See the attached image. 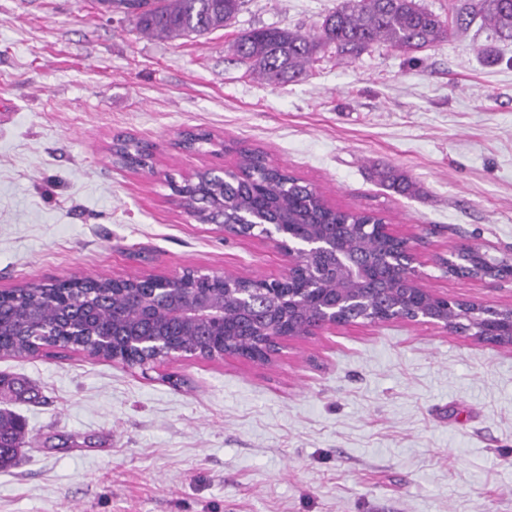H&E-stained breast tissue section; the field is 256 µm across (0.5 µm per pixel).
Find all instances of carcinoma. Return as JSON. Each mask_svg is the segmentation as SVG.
<instances>
[{"label": "carcinoma", "mask_w": 512, "mask_h": 512, "mask_svg": "<svg viewBox=\"0 0 512 512\" xmlns=\"http://www.w3.org/2000/svg\"><path fill=\"white\" fill-rule=\"evenodd\" d=\"M112 11L130 13L136 18L139 32L164 39H191L220 30L236 18L243 0H99ZM481 20L501 35L512 37V0H470L468 6L452 12L451 22L423 8L416 0H342L341 5L325 17L314 33H299L277 27L253 29L237 41L234 51L243 62L269 85L297 81L308 74L313 56L322 46L333 45L336 54L355 58L370 47L386 44L405 53L420 52L448 37L450 23L459 26L464 16ZM117 161L140 165L149 161L148 146L132 136H119L113 141ZM243 179L224 183V220L239 219L240 211H268L274 207L303 224L322 220L327 224H379L383 218L375 213L336 209V214L323 217L310 203L309 185L269 162L264 154L250 148L238 149ZM109 297L102 320L120 322L136 302L140 291L132 283L112 286L106 280L73 276L60 286L36 285L0 291V306L17 314L25 312L30 303L41 307L37 324L22 333L7 326L0 335V346L6 354L25 358L44 347H61L73 351L89 350L95 358L114 359L112 347H95L93 338L65 335L58 326L57 312L64 306L78 303L86 306L101 295ZM42 398L32 384H20V378L0 374V471L15 465L18 448L25 444L26 422L12 409L11 401Z\"/></svg>", "instance_id": "1"}]
</instances>
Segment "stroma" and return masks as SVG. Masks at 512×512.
<instances>
[{
  "label": "stroma",
  "instance_id": "obj_1",
  "mask_svg": "<svg viewBox=\"0 0 512 512\" xmlns=\"http://www.w3.org/2000/svg\"><path fill=\"white\" fill-rule=\"evenodd\" d=\"M339 3L246 0L231 26L169 41L93 0H0V290L280 276L271 243L225 238L171 189L249 146L331 205L384 216L425 287L512 305V279L441 265L464 241L512 258V39L475 19L413 56L328 46L281 86L233 53L242 31L306 33ZM189 130L214 144L179 148ZM119 135L152 144L151 171L113 163ZM391 171L414 193L388 189ZM0 372L45 397L12 406L28 442L0 471V512H512V349L431 326L325 329L267 364L55 349Z\"/></svg>",
  "mask_w": 512,
  "mask_h": 512
}]
</instances>
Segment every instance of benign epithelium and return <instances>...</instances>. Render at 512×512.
<instances>
[{
  "mask_svg": "<svg viewBox=\"0 0 512 512\" xmlns=\"http://www.w3.org/2000/svg\"><path fill=\"white\" fill-rule=\"evenodd\" d=\"M199 174H193L184 185L175 188L181 203L196 215L199 222L214 224L226 236L247 237L255 228L288 258L287 272L269 280L278 290L263 307L255 302L252 285L238 277L207 274L217 283L215 293L184 287L192 272L172 275L147 274L138 277L142 289L139 305L130 316L131 325L124 342L125 350L136 357L181 359L194 356L217 359L238 356L231 346L227 327L236 323L240 335L256 346L250 360H271V355L284 341L316 336L323 329L345 328L361 318L370 323L406 321L426 324L464 334L469 338L498 347H512V305L494 307L443 296L424 287L416 267L417 255L410 240L398 235L389 224H361L371 228L376 237L389 246L387 264L402 269L400 276L377 285L381 299L388 302L379 311L372 310L367 291L362 288L375 268L373 258L354 249L347 236L352 224H290L283 214L260 224L224 223V179L211 181L205 198L192 191ZM318 266L330 268L344 284L342 288L307 286L310 273ZM512 278V260L492 258L476 243L459 246L448 259V274L481 282H496V270ZM170 310V319L159 321V312ZM59 314L74 325L94 322L95 311L86 308H64ZM222 336L224 349L210 353H190L172 340L186 335Z\"/></svg>",
  "mask_w": 512,
  "mask_h": 512,
  "instance_id": "obj_1",
  "label": "benign epithelium"
}]
</instances>
